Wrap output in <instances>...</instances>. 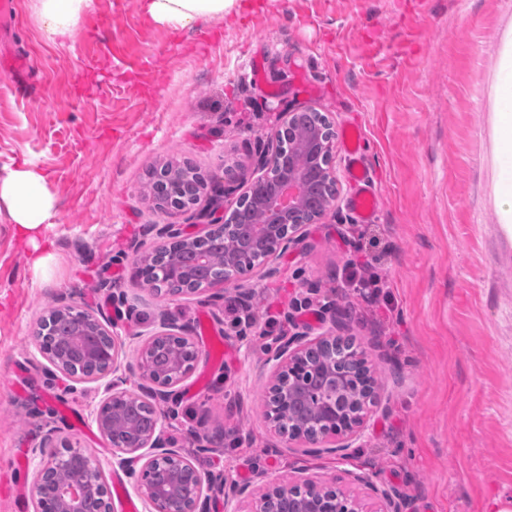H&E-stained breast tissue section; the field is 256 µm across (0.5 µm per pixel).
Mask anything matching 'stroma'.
<instances>
[{"mask_svg": "<svg viewBox=\"0 0 512 512\" xmlns=\"http://www.w3.org/2000/svg\"><path fill=\"white\" fill-rule=\"evenodd\" d=\"M35 5L17 0L15 23L0 27V53L30 63L24 88L0 93V168L26 158L44 169L60 222L42 278L0 218V512H36L35 450L49 433L102 466L114 512H148L93 419L110 376L66 377L33 340L60 296L121 336H151L161 311L192 327L200 360L160 415L202 473L255 488L303 475L362 497L391 488L403 512L512 500V240L484 202L487 92L512 0H257L178 33L145 22L138 0H93L62 46ZM308 107L335 132L359 128L377 192L370 221L350 207L338 142L336 198L308 226V250L285 253L274 274L246 276L217 301L133 277L136 250L156 243L149 225L233 210L279 113ZM170 160L207 179L199 203L172 215L142 192ZM229 165L237 188L218 204ZM358 271L378 276L376 296L361 297ZM330 304L348 311L341 334L364 350L378 389L350 448L314 456L271 431L264 401L271 349L299 328L332 332ZM246 305L273 318L266 335H238ZM205 437L212 449L198 452Z\"/></svg>", "mask_w": 512, "mask_h": 512, "instance_id": "obj_1", "label": "stroma"}]
</instances>
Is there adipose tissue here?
Segmentation results:
<instances>
[{
  "label": "adipose tissue",
  "mask_w": 512,
  "mask_h": 512,
  "mask_svg": "<svg viewBox=\"0 0 512 512\" xmlns=\"http://www.w3.org/2000/svg\"><path fill=\"white\" fill-rule=\"evenodd\" d=\"M241 0H139L142 18L173 31L198 22H220ZM92 0H38V20L53 38L72 37ZM503 50L490 87L487 165L489 205L512 236V23L502 33ZM0 211L14 236L29 249L33 271L46 272L56 257L47 234L59 215L45 172L30 161H13L0 172Z\"/></svg>",
  "instance_id": "adipose-tissue-1"
}]
</instances>
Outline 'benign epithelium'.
I'll use <instances>...</instances> for the list:
<instances>
[{
    "label": "benign epithelium",
    "mask_w": 512,
    "mask_h": 512,
    "mask_svg": "<svg viewBox=\"0 0 512 512\" xmlns=\"http://www.w3.org/2000/svg\"><path fill=\"white\" fill-rule=\"evenodd\" d=\"M324 130L307 134L300 144V152L310 164L318 162L316 145ZM284 160L280 144L274 140L260 156V177L269 175L275 160ZM304 188L291 180L279 182L272 193L261 201L266 212L279 219L277 224L257 226V234L248 246L239 250L231 246L224 253V268L232 271L224 280L230 283L239 275L256 269L266 275L275 272L273 262L289 249L305 243L306 226L317 223L324 212L305 218L302 213ZM151 231L157 240L156 248L191 244L199 231H188L184 224H153ZM87 321L95 324L112 340V351L104 353L96 343L82 338L83 329L76 330L78 349L91 361L104 364L103 373L112 374L109 395L97 409L94 420L103 436H112L113 464L125 468L133 461H144L137 481V491L149 505L150 512H205L204 489L224 491V479L205 476L181 448L165 436L160 416H155L151 429L141 432L126 422L122 413L124 403H145L154 410L173 400V388L190 374L198 361L199 348L191 342L189 356L173 360L168 369L155 371L153 342L171 335L186 338L189 326H174L166 313L157 316V330L146 340L132 334L138 341L133 361L122 363L120 352L125 339L118 336L92 312L85 313ZM336 341L330 335L312 337L309 332H298L279 341L273 350L274 376L268 389L264 416L274 432L285 442H300L313 453H335L350 447L351 441L364 424L369 404L361 399L353 407H342L329 402L317 408L309 418L316 428H302L306 421L292 416L302 408L309 395V385L323 381L348 392H360L367 384L362 377L336 376ZM136 374L142 380L138 391L126 388L127 375ZM39 460L30 493L40 512H85L87 497L101 499L100 512H106L108 487L101 470L81 448L71 442H56L46 435L38 448ZM78 466L83 468V478L77 482L60 484L56 476L60 470ZM230 495L244 505V512H401L400 502L391 494L373 489L377 507L365 509L349 496L326 497L323 483L308 477H294L266 484L257 491L248 484H233Z\"/></svg>",
    "instance_id": "obj_1"
}]
</instances>
